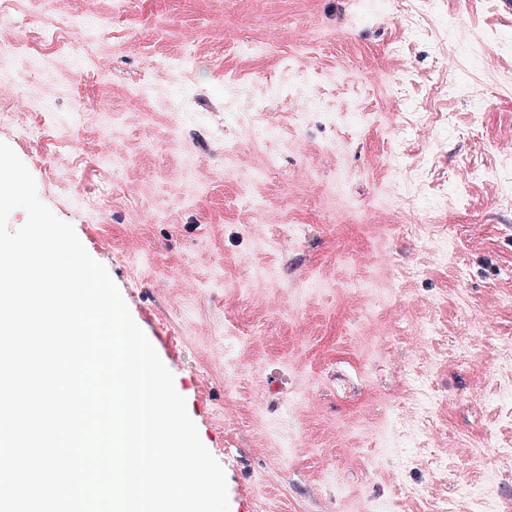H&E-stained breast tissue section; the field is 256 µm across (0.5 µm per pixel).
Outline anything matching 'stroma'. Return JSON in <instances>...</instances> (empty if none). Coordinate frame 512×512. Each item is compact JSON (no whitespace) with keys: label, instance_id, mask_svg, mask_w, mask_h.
<instances>
[{"label":"stroma","instance_id":"1","mask_svg":"<svg viewBox=\"0 0 512 512\" xmlns=\"http://www.w3.org/2000/svg\"><path fill=\"white\" fill-rule=\"evenodd\" d=\"M76 7L103 26L108 76L59 69L39 44L37 60L0 69V83L63 116L80 98L93 111L40 142L19 136L22 113L0 112V142L107 268L172 372L225 471L229 512H472L463 484L512 512V470L495 454L512 447L495 373L512 356V204L488 179L512 187V11L502 0H130L116 19L111 0ZM229 33L270 49L228 50ZM308 36L318 47L289 68ZM154 53L190 56L191 78L155 73L152 94L131 102ZM316 87L324 103L296 119L291 95ZM241 95L274 108L279 132L229 155ZM109 119L130 159L120 172L97 163ZM68 148L83 158L75 182L51 165ZM270 157L277 177L252 186L261 210L241 207L243 182ZM403 167L414 179L398 195ZM155 208L165 221L143 223ZM417 218L458 228L456 247L401 232ZM282 224L302 232L276 242ZM132 250L152 261L138 277ZM473 314L487 330L466 360L458 346ZM221 324L231 335L215 334ZM228 361L242 370L230 384ZM410 367L427 372L435 398L428 440L410 426L420 395Z\"/></svg>","mask_w":512,"mask_h":512}]
</instances>
